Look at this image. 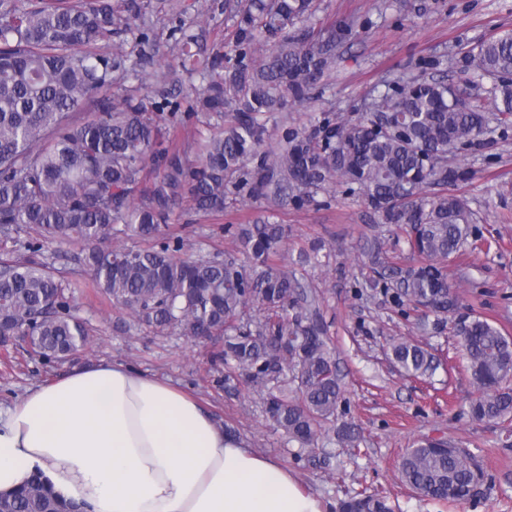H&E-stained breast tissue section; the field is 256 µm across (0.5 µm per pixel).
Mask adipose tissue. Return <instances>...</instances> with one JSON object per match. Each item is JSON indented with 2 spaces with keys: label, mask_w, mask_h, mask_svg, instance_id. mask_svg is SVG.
<instances>
[{
  "label": "adipose tissue",
  "mask_w": 512,
  "mask_h": 512,
  "mask_svg": "<svg viewBox=\"0 0 512 512\" xmlns=\"http://www.w3.org/2000/svg\"><path fill=\"white\" fill-rule=\"evenodd\" d=\"M34 472L88 512H322L181 389L113 360L0 408V493Z\"/></svg>",
  "instance_id": "ef3b65f1"
}]
</instances>
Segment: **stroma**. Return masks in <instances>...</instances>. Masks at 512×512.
<instances>
[{
	"instance_id": "obj_1",
	"label": "stroma",
	"mask_w": 512,
	"mask_h": 512,
	"mask_svg": "<svg viewBox=\"0 0 512 512\" xmlns=\"http://www.w3.org/2000/svg\"><path fill=\"white\" fill-rule=\"evenodd\" d=\"M316 26L350 27L337 50L336 63L323 82L327 91L305 105L266 117L265 147L277 149L288 129L309 126L310 118L329 112L347 118L361 111L376 86L397 76L426 73L453 84L467 97L489 101L488 82L473 78L468 55L475 43L512 29V0H315ZM171 24L153 15L159 52L139 81L150 94L171 61ZM470 171L459 190L476 217L474 233L447 267L448 282L463 313L487 318L512 336V125L494 126L454 158ZM276 215L287 236L276 258L285 270L296 268L300 249L322 241L321 264L300 270L315 288L328 325V336L343 376L346 420L361 430L359 447H341L332 432L320 435L309 457L267 420L260 395L240 385L228 394L220 372L207 358L210 343H195L172 333L157 335L125 326L111 302L98 295L91 273L80 260L79 244L48 245L50 262L74 287L79 316L90 329V342L70 360L42 364L16 341L0 346V405L21 399L33 386L54 380L101 359H116L183 387L218 425L233 427L240 440L273 457L293 472L300 487L323 505L364 490L387 495L394 512H512V421L485 424L471 420L469 404L477 395L456 334L455 317L420 332L416 313L401 314L379 291L365 287L359 244L379 233L361 199L335 185L300 205L259 198H228L223 213L204 215L183 203L168 232L182 235L193 256L237 253L224 228L251 224ZM409 340L439 361L433 377L402 375L391 359L394 343ZM424 439H441L468 449L479 460L485 479L478 496L445 503L419 497L401 479L407 448Z\"/></svg>"
}]
</instances>
